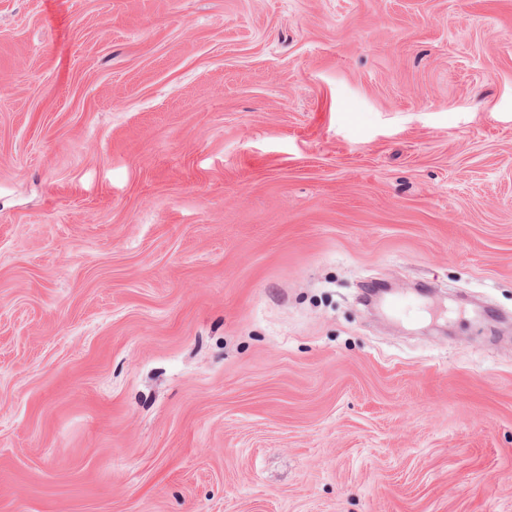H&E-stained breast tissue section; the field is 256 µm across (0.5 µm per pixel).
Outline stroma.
Listing matches in <instances>:
<instances>
[{"mask_svg":"<svg viewBox=\"0 0 512 512\" xmlns=\"http://www.w3.org/2000/svg\"><path fill=\"white\" fill-rule=\"evenodd\" d=\"M0 512H512V0H0Z\"/></svg>","mask_w":512,"mask_h":512,"instance_id":"stroma-1","label":"stroma"}]
</instances>
